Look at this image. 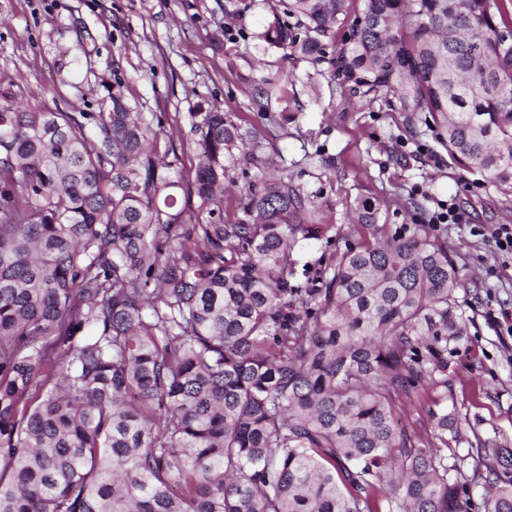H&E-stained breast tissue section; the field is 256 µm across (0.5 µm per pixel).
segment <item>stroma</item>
I'll use <instances>...</instances> for the list:
<instances>
[{"mask_svg":"<svg viewBox=\"0 0 512 512\" xmlns=\"http://www.w3.org/2000/svg\"><path fill=\"white\" fill-rule=\"evenodd\" d=\"M270 18L265 0H0V84L28 109L97 113L109 111L106 87L121 80L134 110L160 125V147H174L188 169L198 103L261 130L254 159L237 158L226 173L235 190L224 217L241 219L237 192L261 173L292 174L321 225L299 238L293 257L316 272L330 273L331 254L359 241L360 200L381 201L392 229L429 223L440 202L456 205L466 223L437 233L458 270L467 331L448 356L447 386H418L398 414L427 447L431 411L447 410L465 471L488 473L493 461L468 450L512 448V255L489 238L495 225L512 224V193L455 165L435 132L409 129L396 100L362 104L326 66L267 45L259 34ZM270 85L259 108L257 93Z\"/></svg>","mask_w":512,"mask_h":512,"instance_id":"35a3bbf8","label":"stroma"}]
</instances>
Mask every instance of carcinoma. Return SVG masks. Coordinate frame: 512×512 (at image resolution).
Masks as SVG:
<instances>
[{
	"instance_id": "obj_1",
	"label": "carcinoma",
	"mask_w": 512,
	"mask_h": 512,
	"mask_svg": "<svg viewBox=\"0 0 512 512\" xmlns=\"http://www.w3.org/2000/svg\"><path fill=\"white\" fill-rule=\"evenodd\" d=\"M352 2L273 0L260 39L396 99L512 192L502 0H364L328 57ZM109 98L36 112L0 89V512H470L480 475L448 449V411H430L435 449L395 423L411 389L448 386L465 334L446 243L385 231L365 201L370 238L301 281L314 210L292 175L224 220L226 161L257 132L198 106L186 176L120 84ZM471 452L502 467L485 512H512V449Z\"/></svg>"
}]
</instances>
